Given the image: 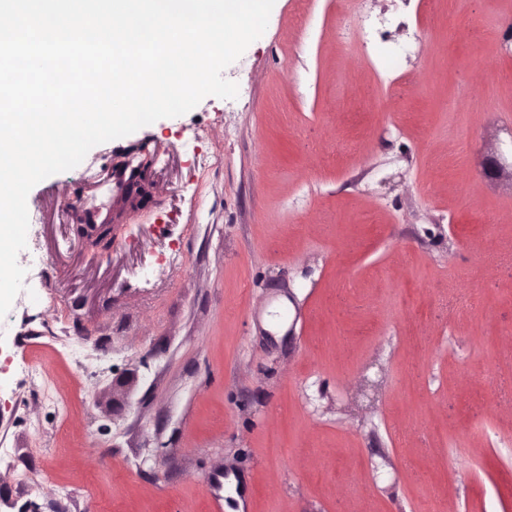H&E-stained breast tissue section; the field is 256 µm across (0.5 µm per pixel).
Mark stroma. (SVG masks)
Segmentation results:
<instances>
[{"label":"stroma","instance_id":"stroma-1","mask_svg":"<svg viewBox=\"0 0 512 512\" xmlns=\"http://www.w3.org/2000/svg\"><path fill=\"white\" fill-rule=\"evenodd\" d=\"M336 2L275 0L236 98L29 192L0 512H512V0H354L417 35L397 66ZM143 169L144 166L140 164L130 172L126 202L131 209H139L152 194L150 182L143 178ZM136 188H139V192H136ZM34 238V224H29L27 233V251L24 254L22 267L27 270L26 278L24 279L25 288H29L34 278L39 275L41 269V259L37 254V248L33 245ZM38 272L36 273V270Z\"/></svg>","mask_w":512,"mask_h":512}]
</instances>
